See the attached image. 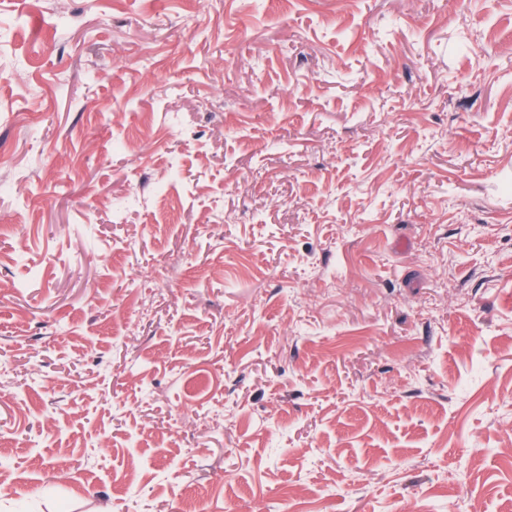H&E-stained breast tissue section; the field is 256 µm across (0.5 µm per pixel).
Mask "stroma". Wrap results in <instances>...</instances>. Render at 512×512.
Returning <instances> with one entry per match:
<instances>
[{
    "mask_svg": "<svg viewBox=\"0 0 512 512\" xmlns=\"http://www.w3.org/2000/svg\"><path fill=\"white\" fill-rule=\"evenodd\" d=\"M0 512H512V0H0Z\"/></svg>",
    "mask_w": 512,
    "mask_h": 512,
    "instance_id": "obj_1",
    "label": "stroma"
}]
</instances>
